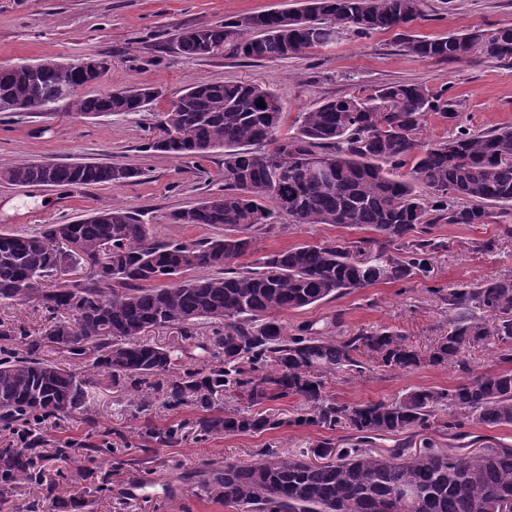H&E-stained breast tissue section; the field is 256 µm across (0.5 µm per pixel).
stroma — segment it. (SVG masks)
<instances>
[{
    "label": "stroma",
    "instance_id": "stroma-1",
    "mask_svg": "<svg viewBox=\"0 0 512 512\" xmlns=\"http://www.w3.org/2000/svg\"><path fill=\"white\" fill-rule=\"evenodd\" d=\"M423 15L412 24L388 32L359 35L340 30L334 43L303 55L276 61H248L222 52L209 58L180 54L175 38L186 27L239 21L251 14L285 8L288 0H0V64L53 58L70 61L89 54L111 59L102 84L88 94L122 89L132 83L155 87L160 98L148 110L130 115L84 118L65 108L51 113L0 112V170L24 164L97 162L132 164L142 169L137 181L115 186H18L0 182V230L35 234L47 224H64L109 203L137 209L150 237L158 242L190 243L221 236V229L173 224L171 212L193 205L224 187V154L176 160L147 150L158 112L201 79L263 84L287 108L285 131H295L300 112L322 99L349 95L390 83H416L453 99L458 115L448 119L427 112L419 137L434 143L456 128L482 131L512 124V69L480 58L471 62L422 59L406 52L407 38H436L451 32L488 31L512 25V0H422ZM512 209H494L485 224H436L434 238L443 241L427 270L403 283L377 284L331 301H321L284 314L286 324H325L341 316L342 329L388 327L407 336L418 348L432 346L444 335L448 311L439 289L459 282L481 283L491 275L512 274ZM363 229L333 224H299L283 231L260 233L245 262L298 244L320 245L366 237ZM494 241L492 251L480 245ZM0 321L17 331L8 346L25 353L29 340L42 336L50 320L36 302L0 303ZM41 357L90 375L88 410L43 426L46 450L68 447L72 464L57 474L47 468L52 494L30 488L0 499V512H71L73 498L83 497L82 512H236L223 501L206 497L196 487L204 463L254 462L265 448L289 456L314 453L323 443L344 448L348 433L319 427L284 426L260 435L196 437L190 431L198 417L190 406L167 407L154 402L138 408L141 395L113 385L105 372L88 374L82 362L57 346L43 347ZM462 379L452 368L423 365L408 372L368 373L358 379L333 376L326 392L337 401L363 404L391 400L414 388H450ZM179 426L184 435L173 446L151 445L148 463L113 467L111 449H138L146 425ZM412 448L432 443L446 453L463 456L477 448L512 446V426L475 424L451 437L429 432L413 435ZM98 452H91V445ZM109 487L98 491L102 476Z\"/></svg>",
    "mask_w": 512,
    "mask_h": 512
}]
</instances>
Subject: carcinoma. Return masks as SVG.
<instances>
[{
  "label": "carcinoma",
  "mask_w": 512,
  "mask_h": 512,
  "mask_svg": "<svg viewBox=\"0 0 512 512\" xmlns=\"http://www.w3.org/2000/svg\"><path fill=\"white\" fill-rule=\"evenodd\" d=\"M302 15L306 26L285 20ZM422 16L421 0H302L301 6L250 15L237 23L187 27L177 50L204 57L212 50L247 60L274 61L332 42L336 29L360 34L400 28ZM406 51L450 62L493 59L512 69V26L487 33L452 32L411 37ZM93 77L55 59L0 66V102L25 109L61 88L92 85ZM157 90L133 85L68 99L85 117L141 112ZM264 106L259 107L257 103ZM162 113L178 136L147 148L175 159L224 150V191L170 214L173 224L218 226L220 239L159 243L131 208L108 204L74 223L50 224L37 234L0 232V301H35L52 324L24 355L0 348V422L23 431V447L0 448V498L46 481V467L71 464L64 448L51 454L31 424L86 410L85 381L38 354L52 343L74 359L112 375V382L142 393L140 408L156 396L178 407L191 403L201 416L198 437L262 434L287 423L264 410L297 396L303 407L292 423L347 429L356 444L326 443L315 464L300 453L272 448L250 465L226 462L201 470L197 489L238 512H503L512 504V446L477 448L465 456L401 443L385 454L361 444L373 438L428 430L455 434L471 424L512 425V368L474 373L464 346L496 337L500 360L512 362V274L493 275L476 287L457 283L441 295L448 331L427 354L387 328L358 329L340 338L309 323L288 328L279 314L299 310L379 283L403 282L430 263L443 243L433 225L484 224L490 209L512 206V126L464 129L426 144L418 137L425 112L456 117L455 103L421 84L378 88L357 112L351 97L323 100L299 113L296 132L279 138L284 104L259 83L203 80ZM270 144L269 150L261 145ZM408 168L407 177L393 171ZM138 168L108 163L41 162L0 170L11 185L49 187L123 184ZM289 225L338 224L373 236L326 245L299 244L243 263L256 240L281 218ZM79 243V251L67 247ZM87 260L99 271L51 284L66 263ZM208 274L194 279L184 274ZM220 320L208 357L194 368L179 344L143 339L151 327L175 326L183 342L197 326ZM423 364L465 374L452 388L413 389L392 401L339 403L323 392L324 378L415 369ZM236 404L216 408L220 396ZM144 439L176 444L178 429L149 428Z\"/></svg>",
  "instance_id": "carcinoma-1"
}]
</instances>
